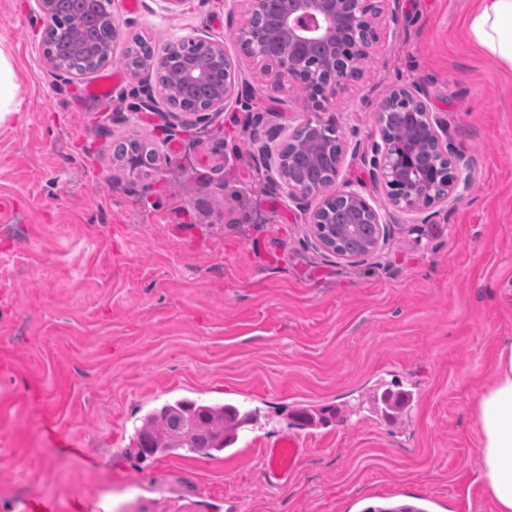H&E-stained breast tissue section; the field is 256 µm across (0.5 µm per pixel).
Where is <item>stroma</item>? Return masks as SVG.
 I'll use <instances>...</instances> for the list:
<instances>
[{
    "instance_id": "35a3bbf8",
    "label": "stroma",
    "mask_w": 512,
    "mask_h": 512,
    "mask_svg": "<svg viewBox=\"0 0 512 512\" xmlns=\"http://www.w3.org/2000/svg\"><path fill=\"white\" fill-rule=\"evenodd\" d=\"M477 2L390 0L378 56L325 114L346 149L338 185L390 226L350 263L317 246L249 147L309 112L295 86L269 97L242 58L236 0L176 15L112 0L114 56L141 33L241 57L250 90L204 126L145 108L116 65L108 99H79L93 75L51 68L33 0H0L24 108L0 124V512L32 499L52 512H493L474 397L512 340V72L469 40ZM398 86L426 90L472 176L456 201L414 214L372 175L373 113ZM128 138L156 148L148 174L113 159ZM381 386L411 391L399 422L358 411ZM176 398L237 402L256 420L210 457L139 456V418ZM307 406L341 415L302 428ZM296 432L300 462L269 487L263 439Z\"/></svg>"
}]
</instances>
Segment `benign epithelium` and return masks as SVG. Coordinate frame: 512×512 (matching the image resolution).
Wrapping results in <instances>:
<instances>
[{
  "mask_svg": "<svg viewBox=\"0 0 512 512\" xmlns=\"http://www.w3.org/2000/svg\"><path fill=\"white\" fill-rule=\"evenodd\" d=\"M238 27L233 36L249 32L254 19L264 14V0H240ZM388 0H282L280 10L266 17L268 28L279 40L268 41L260 36L253 44V58L263 64L268 76L266 90L273 95L284 84L300 85L307 95V108L311 112H325L344 85L363 76L366 62L378 53L381 38L375 19L386 9ZM160 58L146 60L131 71L147 88L150 107L156 97L167 100L175 92L189 95L199 87L210 83L218 70L230 72V80L210 89L205 106L195 112L198 119H211L224 112L226 102L239 86L232 60L222 43H209V55L204 59L190 57L176 73L167 90L153 91V72L162 67ZM379 142L374 144L375 159L373 177L390 203L404 212H415L423 207L446 203L458 194V188L468 187L463 176L460 160L448 159V170L437 166L422 171L416 169L418 138L442 154L448 151V129L427 105V96L420 89L395 88L380 100L374 113ZM328 123L308 119L303 123L309 139L300 155L301 163L314 165L332 153L331 146L322 137ZM274 161L277 179L275 187L284 193L296 207L308 215L311 224L333 223L336 199L350 206L345 223L358 224L362 220L377 226V237L368 246L372 253L384 241L387 221L356 190L344 186L333 191L306 187L299 181L294 166L284 167L280 156L265 153ZM444 180L440 195H434L429 186ZM317 200L310 207L311 200Z\"/></svg>",
  "mask_w": 512,
  "mask_h": 512,
  "instance_id": "benign-epithelium-1",
  "label": "benign epithelium"
}]
</instances>
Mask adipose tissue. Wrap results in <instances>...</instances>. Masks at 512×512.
<instances>
[{"label": "adipose tissue", "mask_w": 512, "mask_h": 512, "mask_svg": "<svg viewBox=\"0 0 512 512\" xmlns=\"http://www.w3.org/2000/svg\"><path fill=\"white\" fill-rule=\"evenodd\" d=\"M467 34L477 48L512 70V0H479L468 17ZM22 103L13 57L0 44V123L20 113ZM474 404L481 478L495 512H512V344L499 350L494 381Z\"/></svg>", "instance_id": "obj_1"}]
</instances>
